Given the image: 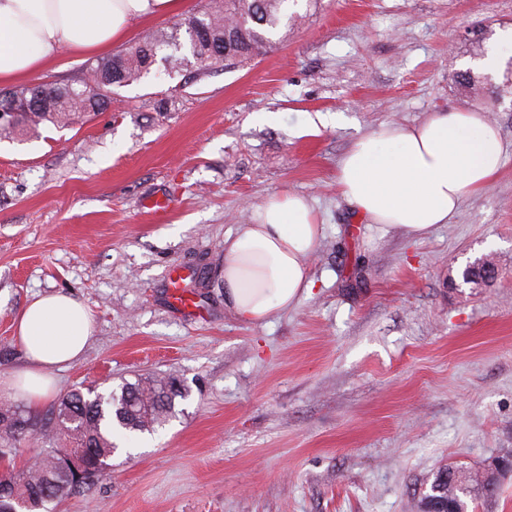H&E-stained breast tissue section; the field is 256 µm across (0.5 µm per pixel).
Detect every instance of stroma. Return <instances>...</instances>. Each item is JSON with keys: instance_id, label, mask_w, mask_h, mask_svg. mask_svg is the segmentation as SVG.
<instances>
[{"instance_id": "obj_1", "label": "stroma", "mask_w": 512, "mask_h": 512, "mask_svg": "<svg viewBox=\"0 0 512 512\" xmlns=\"http://www.w3.org/2000/svg\"><path fill=\"white\" fill-rule=\"evenodd\" d=\"M91 60L64 49L0 89ZM448 109L497 123V176L419 239L356 217L336 187L352 139ZM318 112L343 121L309 129ZM280 192L325 226L315 286L253 325L224 306V240ZM484 256L495 284H464ZM175 266L193 308L169 299ZM59 291L94 332L55 394L170 374L189 395L56 512H418L439 468L512 458V0H322L252 65L148 76L83 123L0 141V376L24 363L20 311Z\"/></svg>"}]
</instances>
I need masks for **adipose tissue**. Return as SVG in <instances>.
<instances>
[{"mask_svg":"<svg viewBox=\"0 0 512 512\" xmlns=\"http://www.w3.org/2000/svg\"><path fill=\"white\" fill-rule=\"evenodd\" d=\"M187 0H0V82L35 74L60 48L106 50L136 24L182 13ZM504 146L487 113L433 112L420 123L357 136L339 158L336 185L367 223L414 237L449 223L462 201L499 172ZM324 226L308 200L271 195L251 222L224 240V300L235 316L260 324L311 294L309 259ZM93 327L83 304L58 292L20 312L16 340L26 364L0 380V395L38 407L52 391L49 368L83 357Z\"/></svg>","mask_w":512,"mask_h":512,"instance_id":"obj_1","label":"adipose tissue"}]
</instances>
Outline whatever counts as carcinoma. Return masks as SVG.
Masks as SVG:
<instances>
[{
  "mask_svg": "<svg viewBox=\"0 0 512 512\" xmlns=\"http://www.w3.org/2000/svg\"><path fill=\"white\" fill-rule=\"evenodd\" d=\"M298 0H207L203 9L167 31L88 65L75 82L37 84L0 94V139L22 141L27 129L49 123L69 128L105 110L112 90L149 75L158 64L167 75L187 71L202 79L228 66L240 67L266 55L286 38L282 30L305 18L320 0H305V12L290 10ZM189 395L174 377L138 375L107 391L74 389L43 411L21 402H0V512H52V506L90 488L107 476L108 460L117 449L114 435L151 434L177 414ZM44 444L33 464L15 467L29 442ZM464 470L448 466L433 482L448 476V492L434 494L437 512H468L476 494L492 497L496 490L478 483L462 485Z\"/></svg>",
  "mask_w": 512,
  "mask_h": 512,
  "instance_id": "1",
  "label": "carcinoma"
}]
</instances>
